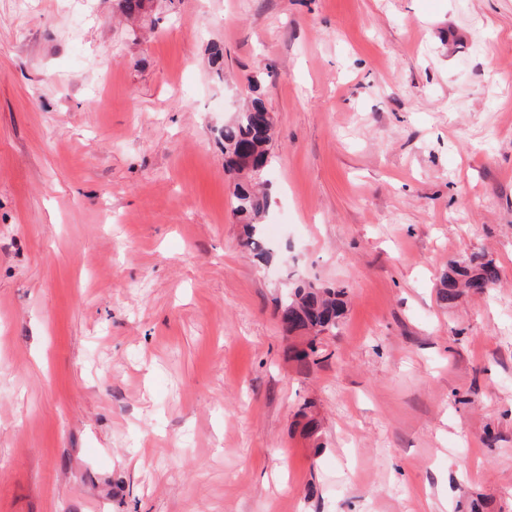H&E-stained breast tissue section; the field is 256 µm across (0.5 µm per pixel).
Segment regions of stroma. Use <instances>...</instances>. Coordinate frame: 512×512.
Here are the masks:
<instances>
[{
    "mask_svg": "<svg viewBox=\"0 0 512 512\" xmlns=\"http://www.w3.org/2000/svg\"><path fill=\"white\" fill-rule=\"evenodd\" d=\"M117 3L0 0V512H512V0ZM297 280L347 291L307 371ZM273 118L261 98H253L219 130L218 141L224 150V169L234 175L235 212L245 224L241 245L258 257L269 260L270 249L259 236L258 227L270 207V144ZM243 162V163H240ZM498 281L499 270L491 259L480 254L463 256L449 262L440 281L438 297L444 305L451 306L461 294L459 288L484 292Z\"/></svg>",
    "mask_w": 512,
    "mask_h": 512,
    "instance_id": "1",
    "label": "stroma"
}]
</instances>
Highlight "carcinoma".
I'll return each instance as SVG.
<instances>
[{
	"label": "carcinoma",
	"mask_w": 512,
	"mask_h": 512,
	"mask_svg": "<svg viewBox=\"0 0 512 512\" xmlns=\"http://www.w3.org/2000/svg\"><path fill=\"white\" fill-rule=\"evenodd\" d=\"M121 11L128 16H144L149 0H119ZM273 118L262 99L255 97L232 120L219 130L218 141L224 150V169L234 176L235 212L246 227L241 245L258 257H272L258 233L270 207L267 171L270 164V144L273 140ZM499 281L496 264L480 254L452 260L443 274L438 291L446 306L455 303L465 288L484 292ZM343 291L316 288L304 281L291 283V294L280 301L281 324L286 333L299 329L308 333L304 347L291 349V357L302 370L317 363V340L323 332L336 327L345 314Z\"/></svg>",
	"instance_id": "1"
}]
</instances>
